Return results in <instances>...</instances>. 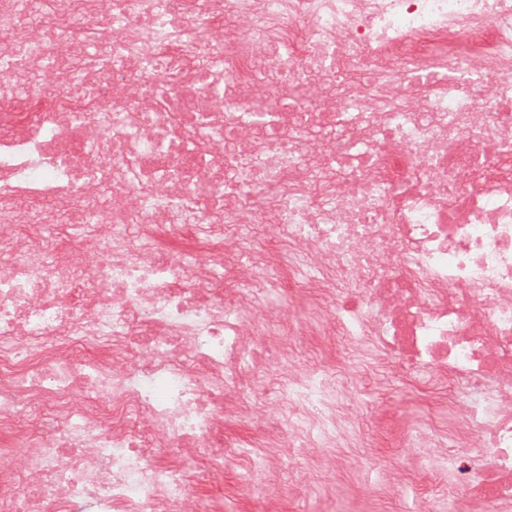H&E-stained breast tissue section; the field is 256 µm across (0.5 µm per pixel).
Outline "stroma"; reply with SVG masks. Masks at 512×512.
Instances as JSON below:
<instances>
[{
    "label": "stroma",
    "instance_id": "obj_1",
    "mask_svg": "<svg viewBox=\"0 0 512 512\" xmlns=\"http://www.w3.org/2000/svg\"><path fill=\"white\" fill-rule=\"evenodd\" d=\"M316 357L331 368H358L360 425L373 435L372 441L362 447L337 449V457H358L369 465L379 461L403 478H411L415 466L397 446L401 421L408 417L442 422L447 419L435 407L428 389L361 360L340 337L332 343L323 342L318 336L302 339L297 360ZM291 473L292 468L284 459L251 479L239 469L228 467L222 485H204L196 493L210 503L212 512H366V504L353 489L354 472L332 467L300 488L291 485Z\"/></svg>",
    "mask_w": 512,
    "mask_h": 512
}]
</instances>
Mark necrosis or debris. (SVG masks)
I'll list each match as a JSON object with an SVG mask.
<instances>
[{"label":"necrosis or debris","instance_id":"necrosis-or-debris-1","mask_svg":"<svg viewBox=\"0 0 512 512\" xmlns=\"http://www.w3.org/2000/svg\"><path fill=\"white\" fill-rule=\"evenodd\" d=\"M262 336L449 381L398 445L512 512V0H0V512H207L228 415L365 442ZM289 288H277L271 295L272 302L282 308L283 311L288 313V308H291L294 312L299 315L312 316L318 306H329L330 303L317 300L316 302L312 299L301 296L298 292Z\"/></svg>","mask_w":512,"mask_h":512}]
</instances>
